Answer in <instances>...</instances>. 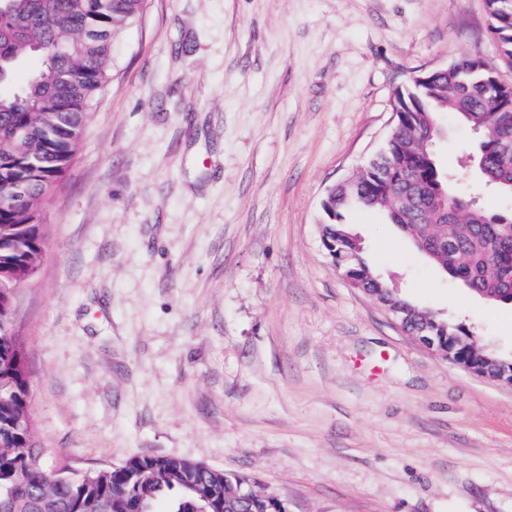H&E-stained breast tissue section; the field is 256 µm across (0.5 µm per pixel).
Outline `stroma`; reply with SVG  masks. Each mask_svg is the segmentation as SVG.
Returning <instances> with one entry per match:
<instances>
[{
  "instance_id": "35a3bbf8",
  "label": "stroma",
  "mask_w": 512,
  "mask_h": 512,
  "mask_svg": "<svg viewBox=\"0 0 512 512\" xmlns=\"http://www.w3.org/2000/svg\"><path fill=\"white\" fill-rule=\"evenodd\" d=\"M465 55L512 82L484 0H144L16 292L47 469L151 453L245 475L288 512H512V388L349 287L318 224L398 91ZM440 125L456 191L511 209L480 184L476 133ZM345 220L389 288L512 356L511 307L381 213Z\"/></svg>"
}]
</instances>
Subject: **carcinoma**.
<instances>
[{
	"instance_id": "cac0c4a2",
	"label": "carcinoma",
	"mask_w": 512,
	"mask_h": 512,
	"mask_svg": "<svg viewBox=\"0 0 512 512\" xmlns=\"http://www.w3.org/2000/svg\"><path fill=\"white\" fill-rule=\"evenodd\" d=\"M142 6L143 0H9L0 11V84L13 79L26 55L43 59V69L18 91L0 94V325L13 320L12 293L28 256L43 250V206L107 81L113 41ZM485 10L500 54L512 63V0H485ZM496 76L487 61L470 55L424 74L398 94L399 128L378 156L329 191L322 242L350 287L389 294L344 222V213L358 207L383 213L473 294L512 305V211L479 208L457 194L432 150L440 114H455L478 134L473 155L481 181L512 194V86L493 84ZM393 299L409 329L425 327L445 347L473 336L463 323ZM451 355L477 370L512 372V357L472 341ZM30 388L21 336L0 330V512H140L161 499L167 512H231L224 482L248 483L201 462L154 454L61 483L32 440Z\"/></svg>"
}]
</instances>
